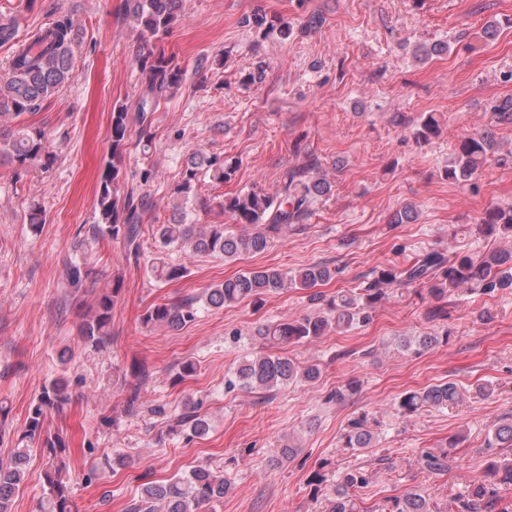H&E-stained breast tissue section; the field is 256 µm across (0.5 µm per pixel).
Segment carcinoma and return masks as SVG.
<instances>
[{
  "label": "carcinoma",
  "mask_w": 512,
  "mask_h": 512,
  "mask_svg": "<svg viewBox=\"0 0 512 512\" xmlns=\"http://www.w3.org/2000/svg\"><path fill=\"white\" fill-rule=\"evenodd\" d=\"M179 0H127L126 10L138 29L139 40L147 51L137 55L136 62L146 72L148 84L136 103L140 120L156 110L160 99L178 89L184 70L164 51L156 52L150 43L169 33L176 25ZM246 23L257 29L267 27L278 31L284 40L294 32L293 24L267 20L254 12ZM76 37L73 23L60 17L46 28L33 34V41L14 52L7 73L0 75V117L18 118L26 112L40 110L42 103L59 92L72 78ZM129 108L122 104L112 110V149L105 162L97 188L98 220L93 232L109 240L123 239L127 245L139 249L140 215L133 199L119 193L124 164L125 146L130 136ZM512 123V99H506L493 108V123L482 130L467 134L458 141L453 157L443 170L451 183H467L478 176L496 148L494 128ZM440 125L432 113L424 115L415 126L417 140L427 142L438 136ZM23 167L38 165L50 169L56 154L44 130L19 127L8 140H0V159ZM213 180L224 183L232 179L236 167L226 165L215 156L194 153L176 186L175 193L187 198L194 191L200 170ZM331 191V184L321 174L318 159L307 156L306 162L285 172L277 195L261 190H246L224 198L222 206L229 214L230 224H186L173 219L157 226L156 236L161 256L150 265L152 277L160 282L178 280L185 276L182 266L168 263L164 251L189 248L195 253L219 256L226 261L242 254L260 253L275 237L298 226L312 214L321 197ZM239 225L250 227L240 233ZM474 235L483 238L512 241V206L488 207L477 223L471 225ZM338 274L337 269L324 263H314L294 271L277 268L248 269L224 279L206 293V302L213 307H224L242 300L255 303L263 297L286 289L309 292V301L324 303V310L281 323L267 324L257 329L259 345L283 342H303L325 334L331 328L347 330L372 319L375 306L400 288L428 287V293L438 299L455 293L491 294L512 288V248L487 253H473L452 249L425 250L402 262H393L373 269L362 287L338 291L324 298L316 287L325 285ZM122 290L116 279L102 288L95 300L91 315L81 328L84 345L93 350L102 348L110 340L112 308ZM194 300L165 302L150 307L142 316L145 326H181L195 320ZM320 376L315 365L299 367L291 360L256 353L244 360L236 371L239 384L249 389L269 391L294 382H313ZM68 380L61 376L44 386L40 395L28 407L25 431L21 441L37 444L48 459L45 471L47 512H72V487L63 476V457L67 451L65 438L45 433L48 413L58 410L71 397ZM459 400L453 383H441L402 395L397 403L402 415H411L425 407L446 408ZM367 418L354 422L345 434L348 448H368L373 435L365 428ZM173 431L198 436L208 429V423L199 418L194 408L185 410L173 419ZM493 438L489 447H512V413L505 414L492 425ZM27 449L19 448L10 459L0 462V512H11L13 498L19 492L26 475ZM490 478L512 484V459L507 457L490 461ZM366 477L360 469L346 470L336 483V497L328 512H359L351 491L362 487ZM226 492L224 476L207 465L195 467L187 476L174 477L166 482L149 481L143 484L140 495L129 505L128 512H198L205 504L219 500ZM497 499L488 495L486 486L478 485L467 495L448 504V512H495ZM388 512H433L426 497L417 492L392 499Z\"/></svg>",
  "instance_id": "cac0c4a2"
}]
</instances>
